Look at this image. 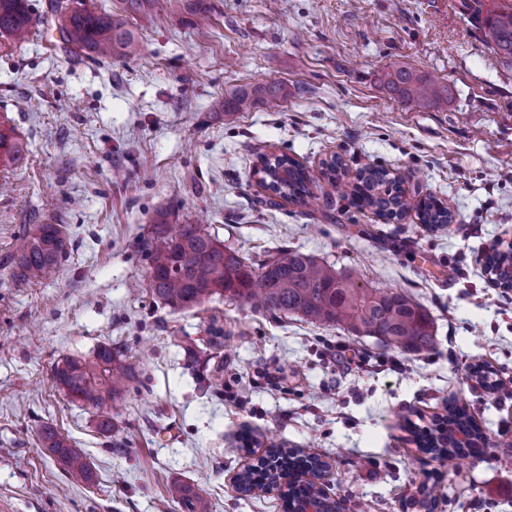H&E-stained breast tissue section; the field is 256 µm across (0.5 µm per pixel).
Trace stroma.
Listing matches in <instances>:
<instances>
[{
  "instance_id": "obj_1",
  "label": "stroma",
  "mask_w": 512,
  "mask_h": 512,
  "mask_svg": "<svg viewBox=\"0 0 512 512\" xmlns=\"http://www.w3.org/2000/svg\"><path fill=\"white\" fill-rule=\"evenodd\" d=\"M209 2L204 27L185 13L134 19L141 54L103 61L74 57L50 0H28V41L0 48V114L26 156L0 188V512H178V482L213 512H282L279 495L245 496L235 481L274 446L326 460L343 512H404L429 471L404 421L444 414L454 396L489 452L434 472L435 512H512V399L465 371L476 356L512 378V290L490 286L482 263L512 244V63L492 61L461 0ZM398 65L446 85L447 106L391 95L379 78ZM273 80L288 91L278 109L224 115L226 95ZM260 152L302 163L319 206L271 199ZM335 155L348 179L387 169L453 223L432 231L351 206L324 174ZM160 211L255 262L289 247L404 290L437 346L395 371L394 350L370 337L218 297L173 310L148 289ZM34 224L63 225L69 242L28 283L13 273ZM106 344L140 362L109 435L51 383L57 362ZM339 345L364 366L338 365ZM47 426L86 457L92 482H68L40 441Z\"/></svg>"
}]
</instances>
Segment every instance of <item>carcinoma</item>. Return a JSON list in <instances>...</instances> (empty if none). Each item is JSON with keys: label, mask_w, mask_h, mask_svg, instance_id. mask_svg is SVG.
I'll list each match as a JSON object with an SVG mask.
<instances>
[{"label": "carcinoma", "mask_w": 512, "mask_h": 512, "mask_svg": "<svg viewBox=\"0 0 512 512\" xmlns=\"http://www.w3.org/2000/svg\"><path fill=\"white\" fill-rule=\"evenodd\" d=\"M169 12H188L196 22L208 21V0H120L117 15L97 14L86 7H72L62 0H51V13L59 16L62 41L75 52H89L102 60L130 59L140 55L142 44L130 20L148 17L158 5ZM466 14L484 34L491 55L512 61V8L483 12L481 0H463ZM32 17L27 0H0V37L23 43L31 33ZM382 82L393 95L420 109L448 101V86L437 85L409 67H392L382 72ZM286 97L277 81H267L237 90L224 99L225 112H249L257 106L276 109ZM276 161L286 178L267 189L281 198L304 206L315 198L307 169L286 154L260 156L264 168ZM332 174L336 193L352 203L373 208L385 219L400 220L416 213L420 223L442 230L452 214L433 197L411 198L400 181L383 168L360 172L356 182L342 184V160L334 156L325 163ZM152 263L149 289L154 297L175 309H191L216 297L227 296L245 302L272 317L288 314L319 325L336 326L354 335L372 337L385 347L414 355L435 347L429 313L403 290L367 288L353 275H344L327 263L294 249H282L256 265L236 250L214 239L196 224H181L171 230L167 215L158 213L151 238ZM66 250V239L55 224H34L22 240L17 277L28 282L41 280L58 263ZM512 266V246L505 252L487 255V268L503 285ZM138 365L126 361L121 351L101 345L89 359L67 357L53 369V382L65 395L96 410L97 429L109 435L116 427L112 409L122 400L127 383L134 380ZM446 428L417 436L418 447L426 453L466 455L485 440L482 431L467 413V405L453 399L446 407ZM42 445L66 464L72 483H90L93 471L80 453L71 448L56 430L41 431ZM283 461L288 491L283 500L288 512H300L308 502L320 512H336L319 483L302 479L316 454L308 448H288L278 452ZM179 512H212L211 502L190 485L175 488Z\"/></svg>", "instance_id": "cac0c4a2"}]
</instances>
